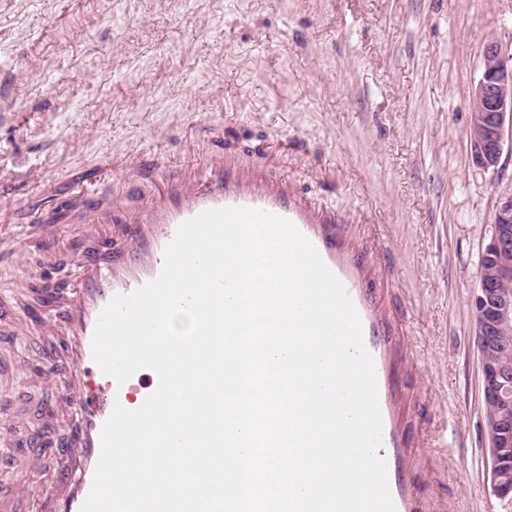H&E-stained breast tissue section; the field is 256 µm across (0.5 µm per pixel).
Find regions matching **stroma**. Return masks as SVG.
I'll return each instance as SVG.
<instances>
[{"mask_svg": "<svg viewBox=\"0 0 512 512\" xmlns=\"http://www.w3.org/2000/svg\"><path fill=\"white\" fill-rule=\"evenodd\" d=\"M512 53V0H0V225L54 227L25 267L0 246V512H54L27 486L61 470L70 378L42 304L46 248L72 236L76 187L101 215L145 209L213 159L294 183L342 221L353 261L404 335L400 421L425 512H512L493 490L471 305L512 143L473 160L482 52ZM56 276L79 272L62 251ZM36 469H28L31 456Z\"/></svg>", "mask_w": 512, "mask_h": 512, "instance_id": "35a3bbf8", "label": "stroma"}]
</instances>
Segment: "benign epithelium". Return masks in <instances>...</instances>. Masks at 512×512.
I'll list each match as a JSON object with an SVG mask.
<instances>
[{
  "label": "benign epithelium",
  "instance_id": "benign-epithelium-1",
  "mask_svg": "<svg viewBox=\"0 0 512 512\" xmlns=\"http://www.w3.org/2000/svg\"><path fill=\"white\" fill-rule=\"evenodd\" d=\"M471 101L472 155L488 170L498 163L505 134L512 133V53L495 41L483 49ZM482 256L491 269L480 276L472 307L480 340L484 431L494 489L512 500V196L500 203Z\"/></svg>",
  "mask_w": 512,
  "mask_h": 512
}]
</instances>
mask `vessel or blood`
<instances>
[{"instance_id": "b4317fda", "label": "vessel or blood", "mask_w": 512, "mask_h": 512, "mask_svg": "<svg viewBox=\"0 0 512 512\" xmlns=\"http://www.w3.org/2000/svg\"><path fill=\"white\" fill-rule=\"evenodd\" d=\"M194 179L191 185L180 182L167 186L117 239L111 227L102 226L95 211H87L75 230L80 238H94L96 244L73 255L80 272L78 284L46 291L52 301V322L60 326L66 338V352L74 369L62 401L78 411L69 432L57 441L67 466L58 477L56 512H80L92 488L101 429L114 405L127 407L132 398L146 399L159 383L154 373L146 379L137 373L121 384L103 374L92 355V337L101 311L114 296L131 293L159 275L164 250L180 224L203 211L226 207L262 210L288 220L345 286L361 319L364 344L374 360L383 423V445L378 454L386 459L395 509L418 512L419 503L405 479L408 460L394 419L398 385L391 371L392 331L370 303L359 268L346 256L335 217L302 201L288 182L251 167L228 168L223 160L216 159ZM51 234V225L41 223L39 215H31L23 232L12 235L11 250L16 255L27 252L33 237L45 239Z\"/></svg>"}]
</instances>
